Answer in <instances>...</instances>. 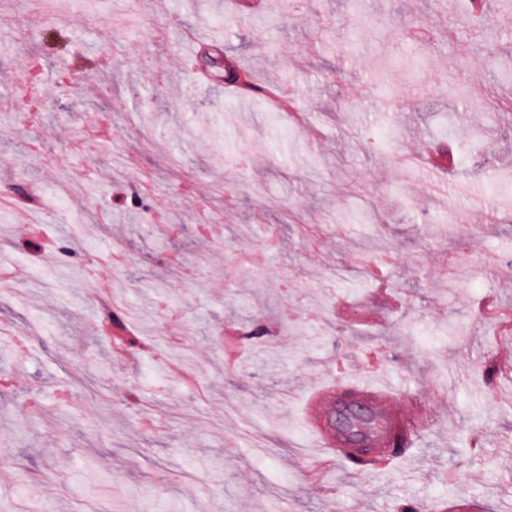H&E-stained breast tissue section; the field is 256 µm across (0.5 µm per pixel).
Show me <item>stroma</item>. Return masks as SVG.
Returning a JSON list of instances; mask_svg holds the SVG:
<instances>
[{
	"mask_svg": "<svg viewBox=\"0 0 512 512\" xmlns=\"http://www.w3.org/2000/svg\"><path fill=\"white\" fill-rule=\"evenodd\" d=\"M61 13L0 0V113L28 60L45 93L36 126L0 123V512H512V338L482 313L512 312L499 0ZM206 50L295 112L197 84ZM143 182L141 207L115 201ZM32 224L53 259L20 248ZM111 306L143 336L118 354ZM332 380L420 402L389 469L315 460L302 407Z\"/></svg>",
	"mask_w": 512,
	"mask_h": 512,
	"instance_id": "1",
	"label": "stroma"
}]
</instances>
